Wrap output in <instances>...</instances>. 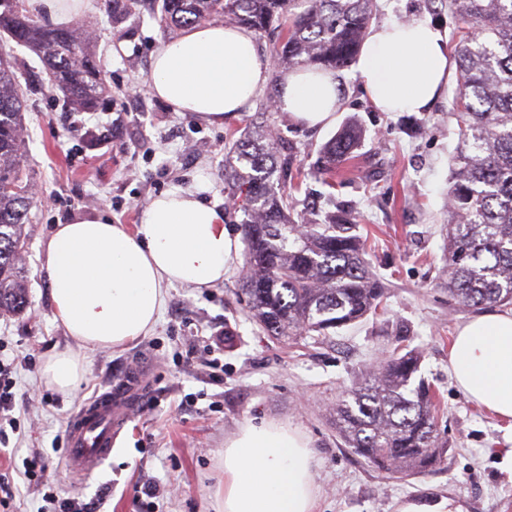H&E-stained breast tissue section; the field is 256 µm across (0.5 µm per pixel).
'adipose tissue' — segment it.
Masks as SVG:
<instances>
[{"instance_id":"1","label":"adipose tissue","mask_w":512,"mask_h":512,"mask_svg":"<svg viewBox=\"0 0 512 512\" xmlns=\"http://www.w3.org/2000/svg\"><path fill=\"white\" fill-rule=\"evenodd\" d=\"M357 72L378 111H428L448 92V41L425 19L381 24L369 30ZM270 76L250 30L208 23L160 46L149 88L179 111L220 123L242 111ZM343 104L335 71L297 67L279 76L276 109L299 125L330 126ZM237 251L223 212L181 188L153 198L132 229L102 213L56 225L43 265L52 316L79 347L48 355L44 382L70 394L86 374L83 349L120 350L147 335L168 287L222 282ZM448 370L469 401L504 423L512 444V308L459 326ZM215 496L221 512H313L310 441L288 422L245 423L224 444V486Z\"/></svg>"}]
</instances>
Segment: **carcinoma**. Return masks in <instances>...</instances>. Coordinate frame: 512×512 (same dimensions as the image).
<instances>
[{
    "mask_svg": "<svg viewBox=\"0 0 512 512\" xmlns=\"http://www.w3.org/2000/svg\"><path fill=\"white\" fill-rule=\"evenodd\" d=\"M121 24L141 0H106ZM160 22L191 27L222 17L265 34L290 16L273 46L277 66L347 67L358 55L372 19L373 0H158ZM459 39L454 99L460 141L448 186L449 296L466 309L512 305V0H448ZM0 32L41 57L52 84L77 111L95 107L106 90L90 40L76 22L43 24L24 0H0ZM24 91L14 66L0 58V313H18L27 291L18 258L29 223L21 137ZM362 133L344 127L323 150L326 174L352 157ZM295 151L265 127L232 140L224 182L242 199L249 245L243 281L249 311L271 336L332 332L363 319L385 288L364 258L356 225L298 224L292 196L273 177L290 178ZM419 359L394 353L336 403V430L354 453L388 476L432 471L445 458L438 411L428 386L414 383Z\"/></svg>",
    "mask_w": 512,
    "mask_h": 512,
    "instance_id": "carcinoma-1",
    "label": "carcinoma"
}]
</instances>
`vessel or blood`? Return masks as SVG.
Returning <instances> with one entry per match:
<instances>
[{"label":"vessel or blood","instance_id":"b4317fda","mask_svg":"<svg viewBox=\"0 0 512 512\" xmlns=\"http://www.w3.org/2000/svg\"><path fill=\"white\" fill-rule=\"evenodd\" d=\"M141 383L138 377L125 380L116 391L80 407L65 434V465L71 474L87 477L96 464L111 457L116 445L113 428L131 416L143 394Z\"/></svg>","mask_w":512,"mask_h":512}]
</instances>
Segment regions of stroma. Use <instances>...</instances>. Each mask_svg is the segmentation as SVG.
Instances as JSON below:
<instances>
[{"mask_svg":"<svg viewBox=\"0 0 512 512\" xmlns=\"http://www.w3.org/2000/svg\"><path fill=\"white\" fill-rule=\"evenodd\" d=\"M77 18L93 37L111 90L96 110H71L33 52L0 45L28 89L22 135L26 179L36 189L19 261L28 305L0 315V363L16 381V428L8 451H0V474L20 486L14 512H53L57 495L95 503V512H148L134 501L136 487L146 482L161 491L149 512H217L225 441L245 422L267 419L292 423L310 440L315 512H400L408 503L442 499L463 512H512V465L501 424L469 402L448 373L455 330L472 316L444 286L450 157L459 137L452 104L441 99L426 112L377 111L349 66L338 72L344 109L329 127L307 129L271 110L273 80L242 112L212 124L153 95L131 94L146 83L160 45L181 34L161 25L151 0L118 27L105 0H90ZM411 18L429 20L445 35L456 28L440 0H375L373 24ZM350 122L365 138L337 169L334 186H326L316 175L320 151ZM254 124L269 126L295 151L305 175L295 195L297 223L331 212L357 225L366 258L387 288L383 309L326 337L268 335L240 292L242 251L223 283L169 287L147 336L119 351H86V377L72 395L46 387L45 356L73 345L52 318L43 271V246L55 225L103 212L132 228L153 197L179 186L200 189L206 204L223 211L231 237L244 240L243 214L224 187V160L233 133ZM401 343L415 350L421 377L436 389L448 452L429 474L395 478L345 445L333 409ZM135 369L145 373L142 408L118 430L111 458L87 478H74L56 442L86 400ZM35 452L49 461L52 487L22 481L24 461Z\"/></svg>","mask_w":512,"mask_h":512,"instance_id":"35a3bbf8","label":"stroma"}]
</instances>
